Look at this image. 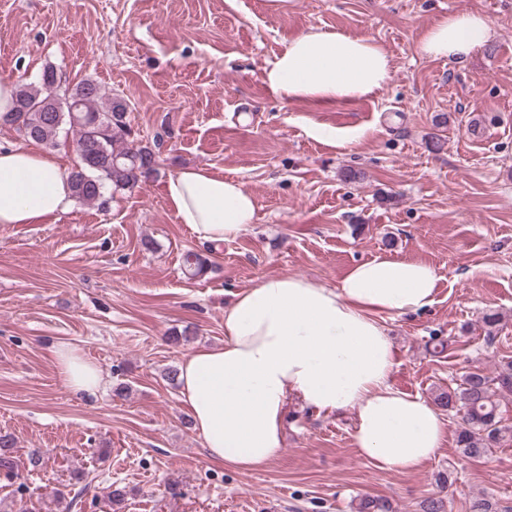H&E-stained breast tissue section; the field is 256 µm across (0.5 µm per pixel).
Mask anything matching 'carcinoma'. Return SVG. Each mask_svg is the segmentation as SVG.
Masks as SVG:
<instances>
[{
    "instance_id": "obj_1",
    "label": "carcinoma",
    "mask_w": 512,
    "mask_h": 512,
    "mask_svg": "<svg viewBox=\"0 0 512 512\" xmlns=\"http://www.w3.org/2000/svg\"><path fill=\"white\" fill-rule=\"evenodd\" d=\"M59 86L54 71L44 72L40 86L25 85L17 90L14 114L9 124L29 141L48 147L57 145L62 126L75 134L79 164L68 175L73 197L91 203L101 197L105 185L115 191L132 190L156 172L155 154L128 140L127 104L105 99L100 85L85 80L62 92L56 103L48 102L49 92ZM188 276L194 278L207 269L201 254L188 251L183 256ZM512 393V358L503 359L493 372L475 368L461 383L437 396L440 406L459 416L456 448L466 458H481L505 437L512 427L502 424L498 396ZM16 442L0 435V471L10 475L15 468ZM353 512H392L381 497L360 496L352 501Z\"/></svg>"
}]
</instances>
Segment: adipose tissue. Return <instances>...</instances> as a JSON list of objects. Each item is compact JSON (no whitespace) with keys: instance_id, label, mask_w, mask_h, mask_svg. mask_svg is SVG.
<instances>
[{"instance_id":"obj_1","label":"adipose tissue","mask_w":512,"mask_h":512,"mask_svg":"<svg viewBox=\"0 0 512 512\" xmlns=\"http://www.w3.org/2000/svg\"><path fill=\"white\" fill-rule=\"evenodd\" d=\"M494 36L481 13H451L426 30L417 52L463 61ZM390 76V58L374 40L311 30L288 41L262 81L282 102H331L378 94ZM166 194L178 222L203 243L234 240L257 220L244 183L205 167L169 176ZM72 204L55 156L0 146V224H38ZM437 281L428 264L378 255L333 288L275 275L237 293L224 307L223 345L195 348L179 366L180 397L209 460L245 473L269 465L295 397L320 412L353 411L354 447L383 470L407 473L433 458L446 422L434 404L392 385L384 318L431 306ZM54 356L66 388L93 395L103 386L99 366L76 348L59 346Z\"/></svg>"}]
</instances>
